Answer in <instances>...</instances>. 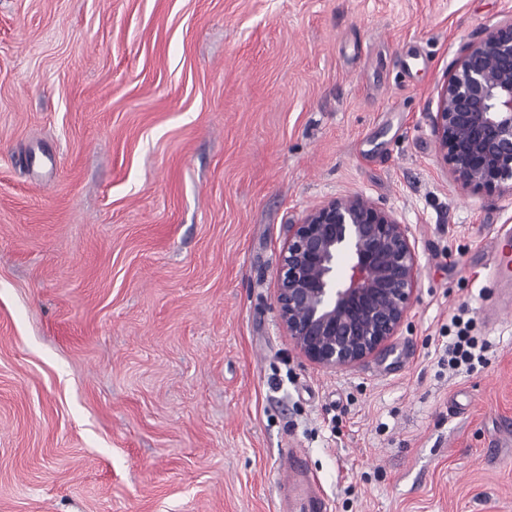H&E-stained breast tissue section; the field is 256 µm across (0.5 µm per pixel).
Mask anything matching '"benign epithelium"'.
Wrapping results in <instances>:
<instances>
[{"label":"benign epithelium","instance_id":"7a95c632","mask_svg":"<svg viewBox=\"0 0 512 512\" xmlns=\"http://www.w3.org/2000/svg\"><path fill=\"white\" fill-rule=\"evenodd\" d=\"M432 122L442 158L463 187L512 191V19L463 48ZM418 278L408 225L364 197L333 198L288 225L276 308L308 361L350 368L398 334Z\"/></svg>","mask_w":512,"mask_h":512}]
</instances>
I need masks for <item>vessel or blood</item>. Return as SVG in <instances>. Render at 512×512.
I'll use <instances>...</instances> for the list:
<instances>
[{
	"label": "vessel or blood",
	"instance_id": "vessel-or-blood-1",
	"mask_svg": "<svg viewBox=\"0 0 512 512\" xmlns=\"http://www.w3.org/2000/svg\"><path fill=\"white\" fill-rule=\"evenodd\" d=\"M488 283L499 294L498 302L486 311L493 324L512 316V227L495 241ZM280 471L277 512H328V499L297 450L282 453Z\"/></svg>",
	"mask_w": 512,
	"mask_h": 512
}]
</instances>
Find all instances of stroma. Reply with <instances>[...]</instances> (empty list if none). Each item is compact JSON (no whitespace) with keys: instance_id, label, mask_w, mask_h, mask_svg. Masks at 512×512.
<instances>
[{"instance_id":"35a3bbf8","label":"stroma","mask_w":512,"mask_h":512,"mask_svg":"<svg viewBox=\"0 0 512 512\" xmlns=\"http://www.w3.org/2000/svg\"><path fill=\"white\" fill-rule=\"evenodd\" d=\"M512 0H0V512H512V194L432 114ZM359 195L409 225L387 351L321 368L276 309L288 227ZM466 309L486 361L449 371ZM512 227H509L495 241L492 263L489 264V288L499 294L497 303L486 309V320L490 324L510 318L512 313ZM278 512H327L328 499L302 461L300 453L288 448L281 454Z\"/></svg>"}]
</instances>
